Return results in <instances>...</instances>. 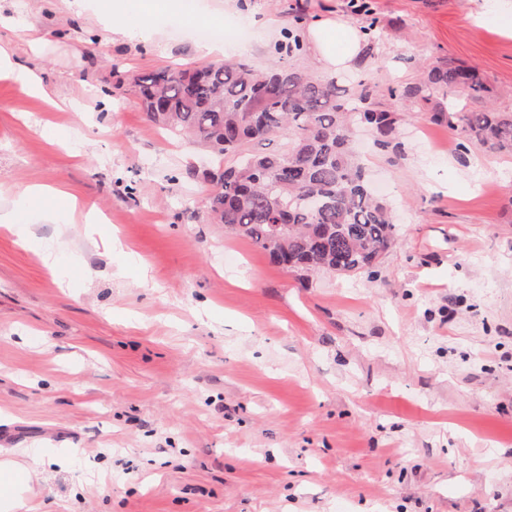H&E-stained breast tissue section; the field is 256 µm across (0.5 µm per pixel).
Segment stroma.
Segmentation results:
<instances>
[{"label":"stroma","instance_id":"obj_1","mask_svg":"<svg viewBox=\"0 0 512 512\" xmlns=\"http://www.w3.org/2000/svg\"><path fill=\"white\" fill-rule=\"evenodd\" d=\"M372 3L380 35L339 85L384 93L452 61L512 111V38L490 0ZM325 11L359 20L351 0H125L107 26L72 0H0V42L55 99L0 77L14 512H512V155L461 152L428 109L390 100L398 149L367 131L360 150L395 245L373 276L300 277L207 223L209 155L116 85L205 63L199 17L239 29L225 58L263 70L294 15ZM34 182L99 223L55 197L32 208Z\"/></svg>","mask_w":512,"mask_h":512}]
</instances>
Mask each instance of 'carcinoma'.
<instances>
[{"label": "carcinoma", "instance_id": "carcinoma-1", "mask_svg": "<svg viewBox=\"0 0 512 512\" xmlns=\"http://www.w3.org/2000/svg\"><path fill=\"white\" fill-rule=\"evenodd\" d=\"M355 9L361 34L374 42L380 18L367 0ZM305 25V17H294L287 42L276 47L284 61L265 72L244 59L166 66L137 75L134 92L152 122L191 138L215 158L202 172L211 185L212 223L292 272L372 276L395 243V219L373 191L352 142L365 128L377 135L380 147H389L397 118L364 83L350 97L336 79L292 63L303 51ZM388 95L412 107L428 106L433 120L463 133L465 150L512 154V111L469 109L476 99H491V89L472 67L435 66L418 83L392 88ZM281 136L288 137L283 151L249 149ZM226 157L236 162L226 165Z\"/></svg>", "mask_w": 512, "mask_h": 512}]
</instances>
